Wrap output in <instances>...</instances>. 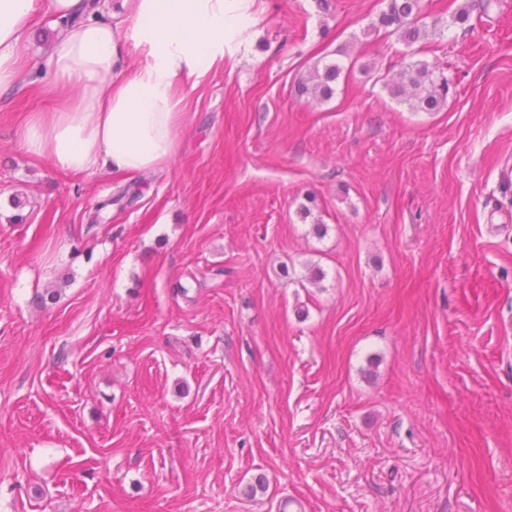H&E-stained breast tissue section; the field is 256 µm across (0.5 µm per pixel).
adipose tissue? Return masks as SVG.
I'll return each mask as SVG.
<instances>
[{
  "label": "adipose tissue",
  "mask_w": 512,
  "mask_h": 512,
  "mask_svg": "<svg viewBox=\"0 0 512 512\" xmlns=\"http://www.w3.org/2000/svg\"><path fill=\"white\" fill-rule=\"evenodd\" d=\"M123 21L87 0H0V93L29 85L20 52L38 17L51 16L48 90L53 109L19 133L28 157L74 174L134 177L166 167L178 149L184 87L224 63V38L240 23L227 0H121ZM144 62L120 67V44Z\"/></svg>",
  "instance_id": "obj_1"
}]
</instances>
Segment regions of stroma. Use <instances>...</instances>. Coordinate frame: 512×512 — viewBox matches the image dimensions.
I'll return each instance as SVG.
<instances>
[{
	"label": "stroma",
	"instance_id": "obj_1",
	"mask_svg": "<svg viewBox=\"0 0 512 512\" xmlns=\"http://www.w3.org/2000/svg\"><path fill=\"white\" fill-rule=\"evenodd\" d=\"M461 2L409 44L387 0H249L127 208L0 96V512H512V0ZM415 60L441 111L390 95ZM343 68L336 61H325L321 68L315 67L309 77L299 82L298 95L306 100L325 99L333 95L331 83L338 80ZM387 86L390 94L410 109L438 112L447 100L449 79L439 65L417 60L407 64Z\"/></svg>",
	"mask_w": 512,
	"mask_h": 512
}]
</instances>
